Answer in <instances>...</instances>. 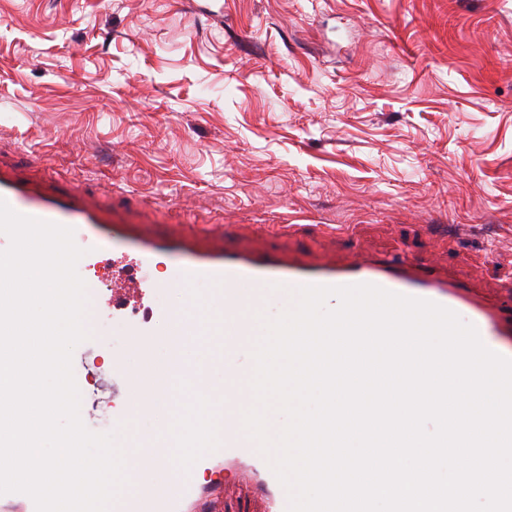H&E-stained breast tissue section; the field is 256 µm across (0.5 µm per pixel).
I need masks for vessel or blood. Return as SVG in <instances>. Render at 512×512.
<instances>
[{"label":"vessel or blood","instance_id":"b4317fda","mask_svg":"<svg viewBox=\"0 0 512 512\" xmlns=\"http://www.w3.org/2000/svg\"><path fill=\"white\" fill-rule=\"evenodd\" d=\"M0 198L19 214L73 229L86 266L98 265L104 253H111L124 282L116 288L100 289L97 309L111 315L126 335L148 342L158 336L162 322L177 318L174 310L158 306V293L172 285L186 286L192 275L209 287L203 307L223 304L222 327L241 342L249 341L256 332L253 321L241 318L242 307H266L273 296H291L293 290L305 285L367 283L468 314L483 344L512 358V314L506 312L507 303L512 301L511 282L499 293L486 296L451 269L408 254H361L345 262L326 256L309 262L292 254L228 250L221 244L225 229L220 224H181L169 239L136 240L132 237V221L115 218L112 211L99 206L79 187L61 190L51 178L24 177L10 168L0 167ZM171 255L180 256V263L171 265L168 279L156 278L158 260ZM105 372L112 377V430L122 437L130 433L136 418L128 402L124 365L116 360L105 369L85 358L73 370L81 388L90 377ZM220 439V448L206 454L204 468L194 467L185 473L172 454L160 447L156 436L141 435L139 447L155 449L156 454L150 458L129 454L130 472L138 474L162 465L168 480L144 490L125 488L112 512H224V497L235 488L230 476L242 467L253 471L252 488L265 512H287L285 488L234 413H226Z\"/></svg>","mask_w":512,"mask_h":512}]
</instances>
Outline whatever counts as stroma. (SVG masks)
<instances>
[{
    "mask_svg": "<svg viewBox=\"0 0 512 512\" xmlns=\"http://www.w3.org/2000/svg\"><path fill=\"white\" fill-rule=\"evenodd\" d=\"M0 161L136 217L236 225L238 245L407 250L494 294L512 280V0H0ZM90 320L77 352L133 362Z\"/></svg>",
    "mask_w": 512,
    "mask_h": 512,
    "instance_id": "stroma-1",
    "label": "stroma"
}]
</instances>
